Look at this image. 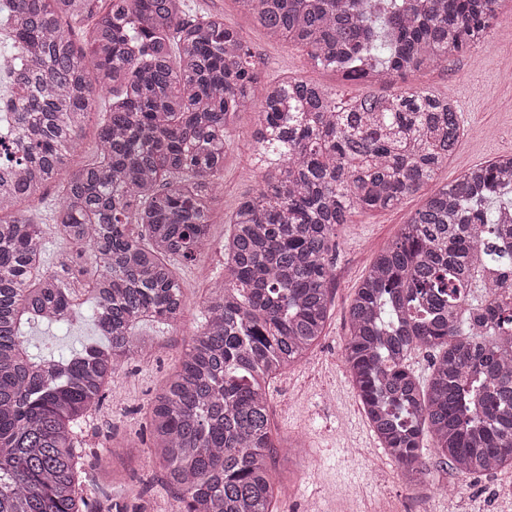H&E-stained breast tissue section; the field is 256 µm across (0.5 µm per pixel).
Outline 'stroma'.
<instances>
[{"mask_svg": "<svg viewBox=\"0 0 512 512\" xmlns=\"http://www.w3.org/2000/svg\"><path fill=\"white\" fill-rule=\"evenodd\" d=\"M185 5L189 16L220 15L225 24L238 29L264 62L262 82L301 78L346 100L364 91L363 85L340 81L333 72L316 66L306 49L271 38L240 11L236 0H185ZM407 84L453 100L464 136L426 192L407 196L391 209L353 214L349 223L336 228L333 302L324 333L306 359L273 379L268 389L275 438L302 439L310 463L304 472L277 467L281 488L278 512H372L373 502L381 498L398 512H410L411 491L398 466L377 445L345 367L348 309L376 254L398 236L426 193L437 191L475 165L512 152V0H505L503 13L484 45L451 57L430 72L411 75L407 81L378 86L377 91L396 93ZM263 95V90H255L251 110L239 113L228 130L222 190L212 214L208 247L194 262L175 266L185 301L181 316L171 324H138L136 334L147 342L148 352L126 364L101 408L81 423L88 447L120 454L112 462L108 478L97 457L86 460L87 486L102 505L117 504L125 512H178L180 508L173 494L162 487L161 470L147 455L151 446L149 404L175 371L184 342L199 331L210 287L224 275L223 245L230 232V216L240 200L258 187L260 173L250 155L254 114L261 109ZM59 202V189L52 185L25 205L43 226L51 258L66 248L49 222ZM91 312V304H84L71 327L33 325L25 336L31 345L63 351L97 341ZM423 462L437 492L462 486L460 512H512V468L462 477L431 453H424Z\"/></svg>", "mask_w": 512, "mask_h": 512, "instance_id": "1", "label": "stroma"}]
</instances>
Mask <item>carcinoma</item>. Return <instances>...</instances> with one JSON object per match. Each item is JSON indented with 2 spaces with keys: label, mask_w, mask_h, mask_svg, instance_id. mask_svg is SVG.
<instances>
[{
  "label": "carcinoma",
  "mask_w": 512,
  "mask_h": 512,
  "mask_svg": "<svg viewBox=\"0 0 512 512\" xmlns=\"http://www.w3.org/2000/svg\"><path fill=\"white\" fill-rule=\"evenodd\" d=\"M235 2L368 91L343 103L301 79L265 89L252 154L261 184L230 218L228 276L148 413L150 454L180 512H276L266 384L322 336L336 226L421 191L463 135L450 100L369 87L485 43L502 4ZM102 3L0 0V45L13 52L0 113H14L18 131L0 155V512H94L77 428L146 348L137 324L177 320L171 262L208 244L226 133L261 76V59L221 16L189 18L185 0ZM87 50L112 97L98 155L64 179L95 103ZM56 182L51 221L68 250L50 264L43 225L17 205ZM501 288L512 289V153L427 196L349 306L347 370L380 448L413 487L430 483L426 439L463 476L512 467V308L493 300ZM85 292L107 343L57 360L32 354L24 329L71 323ZM423 347L439 354L425 387L409 363Z\"/></svg>",
  "instance_id": "cac0c4a2"
}]
</instances>
